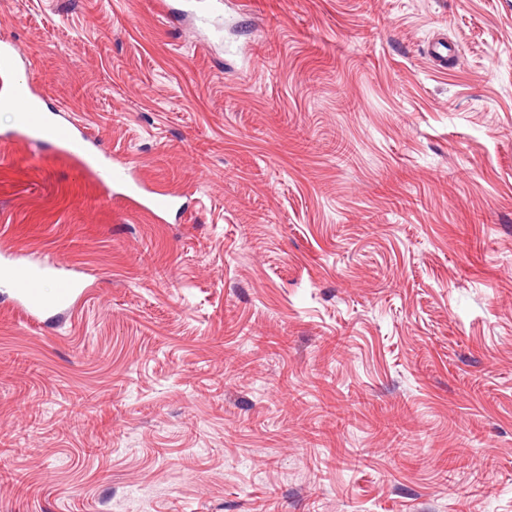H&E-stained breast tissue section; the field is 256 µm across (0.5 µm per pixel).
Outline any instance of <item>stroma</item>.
<instances>
[{
    "mask_svg": "<svg viewBox=\"0 0 512 512\" xmlns=\"http://www.w3.org/2000/svg\"><path fill=\"white\" fill-rule=\"evenodd\" d=\"M1 37L191 208L0 112V252L87 279L0 288V512H512V0H0ZM102 179L111 183L118 194L132 202L137 209L155 221L173 212L181 214L185 207L183 196L176 192L148 189L135 175L133 166L113 158L100 168ZM3 254L0 260V288L14 296L15 303L28 315L46 314L60 307L70 306L76 297L86 292L84 281L73 275L71 269L53 260L24 261ZM55 282L56 288L47 294L42 283Z\"/></svg>",
    "mask_w": 512,
    "mask_h": 512,
    "instance_id": "1",
    "label": "stroma"
}]
</instances>
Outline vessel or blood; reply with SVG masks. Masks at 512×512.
<instances>
[{"mask_svg":"<svg viewBox=\"0 0 512 512\" xmlns=\"http://www.w3.org/2000/svg\"><path fill=\"white\" fill-rule=\"evenodd\" d=\"M25 65L26 60L16 44L1 38L0 69L16 71ZM40 99L41 95L30 79L17 81L11 92L0 99L13 106L17 113L15 133L18 137L51 145L72 156L98 153V141L83 123L73 117L58 118L42 111ZM100 175L118 194L153 220L184 210L181 194L148 189L136 177L129 162L110 160L101 167ZM0 288L9 289L15 303L33 317L69 306L86 291L81 278L55 261H24L10 256L0 259Z\"/></svg>","mask_w":512,"mask_h":512,"instance_id":"b4317fda","label":"vessel or blood"}]
</instances>
